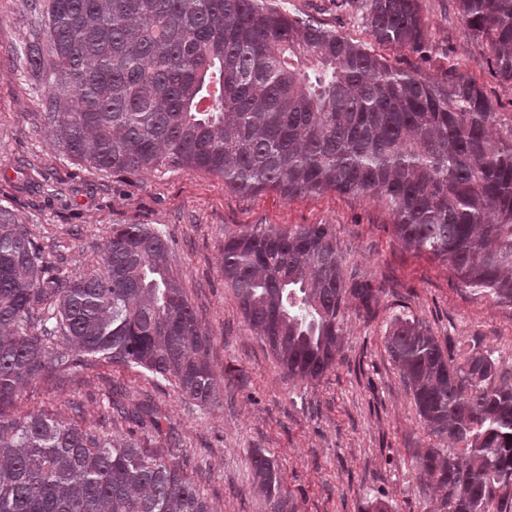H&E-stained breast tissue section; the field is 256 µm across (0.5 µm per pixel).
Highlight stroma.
Listing matches in <instances>:
<instances>
[{
  "mask_svg": "<svg viewBox=\"0 0 512 512\" xmlns=\"http://www.w3.org/2000/svg\"><path fill=\"white\" fill-rule=\"evenodd\" d=\"M420 2L429 60L406 51L387 53L388 62L439 78L448 61H458L497 111L512 112V83L483 69L486 47L467 34L454 0ZM276 4L353 40H369L360 15L336 0ZM30 21L25 0H0V205L22 217L46 251L62 254L59 269L72 277L101 268L113 225L159 230L170 245L171 269L210 333L209 361L223 395L202 409L171 381L91 359L77 371L31 381L14 413L45 409L67 420L76 400L83 425L110 438L126 435L130 425L108 413V398L153 405L160 424L139 430L142 445L180 463L211 512H263L250 467L257 450L277 459L300 512H361L374 497L390 501L395 512H429L413 454L436 440L385 350L386 327L403 312L438 339L478 340L512 362V307L474 296L447 265L406 249L378 199L326 191L288 201L272 190L234 192L223 179L186 166L106 174L71 159L35 128V83L16 68ZM243 224L333 225L346 270L382 288L372 316L348 312L343 359L319 381L287 378L224 283V236Z\"/></svg>",
  "mask_w": 512,
  "mask_h": 512,
  "instance_id": "obj_1",
  "label": "stroma"
}]
</instances>
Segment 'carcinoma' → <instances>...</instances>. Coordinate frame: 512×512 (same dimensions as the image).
<instances>
[{"label":"carcinoma","mask_w":512,"mask_h":512,"mask_svg":"<svg viewBox=\"0 0 512 512\" xmlns=\"http://www.w3.org/2000/svg\"><path fill=\"white\" fill-rule=\"evenodd\" d=\"M380 47L428 58L419 0H341ZM512 83V0H456ZM19 68L37 81L40 127L103 173L187 166L242 194L376 196L405 248L448 264L470 291L512 306V112L495 111L455 64L432 80L392 66L316 18L267 0H31ZM169 243L117 224L103 270L68 278L0 206V512H210L184 472L140 448L31 412L22 389L91 356L172 379L198 407L220 402L210 336L171 271ZM224 282L288 379L336 366L347 305L382 289L343 273L331 224H249L224 235ZM385 349L421 421L447 448L415 461L434 512H512V365L479 342L393 316ZM251 469L265 512H298L271 455Z\"/></svg>","instance_id":"obj_1"}]
</instances>
